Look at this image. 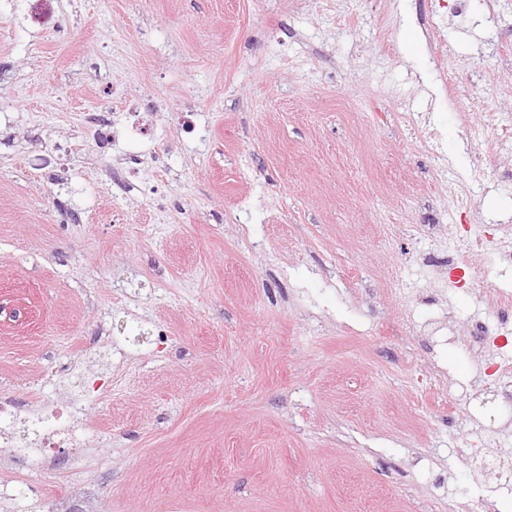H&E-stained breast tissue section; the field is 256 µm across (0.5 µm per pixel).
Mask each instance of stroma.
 <instances>
[{
    "instance_id": "1",
    "label": "stroma",
    "mask_w": 512,
    "mask_h": 512,
    "mask_svg": "<svg viewBox=\"0 0 512 512\" xmlns=\"http://www.w3.org/2000/svg\"><path fill=\"white\" fill-rule=\"evenodd\" d=\"M27 11L0 9V512H512V342L476 334L512 293V0ZM129 86L147 155L86 133ZM72 402L86 441L35 475L36 411Z\"/></svg>"
}]
</instances>
